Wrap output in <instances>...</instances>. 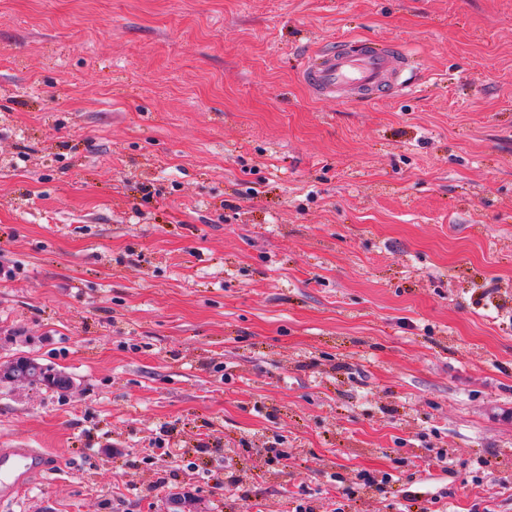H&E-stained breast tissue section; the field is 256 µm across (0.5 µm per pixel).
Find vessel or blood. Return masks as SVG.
Here are the masks:
<instances>
[{
  "label": "vessel or blood",
  "mask_w": 512,
  "mask_h": 512,
  "mask_svg": "<svg viewBox=\"0 0 512 512\" xmlns=\"http://www.w3.org/2000/svg\"><path fill=\"white\" fill-rule=\"evenodd\" d=\"M410 68L411 59L399 45L357 40L311 52L302 80L318 96L374 102L403 91V76ZM34 454L31 448L0 451V470L5 473L0 495L9 496L22 486L20 464Z\"/></svg>",
  "instance_id": "b4317fda"
}]
</instances>
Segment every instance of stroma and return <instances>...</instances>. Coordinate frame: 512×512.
Segmentation results:
<instances>
[{
    "label": "stroma",
    "mask_w": 512,
    "mask_h": 512,
    "mask_svg": "<svg viewBox=\"0 0 512 512\" xmlns=\"http://www.w3.org/2000/svg\"><path fill=\"white\" fill-rule=\"evenodd\" d=\"M0 262V512H512V0H0ZM412 59L399 44L343 42L308 55L302 80L317 96L374 102L406 88ZM43 378L41 382L40 379ZM0 379L6 381L26 382L30 385H44L66 392L71 387V380L61 373H45L44 367L33 358L23 357L0 366ZM34 454L38 455L33 448L1 449L0 470H4L9 474L7 479L0 480L2 498L13 494L18 490L19 486L23 485L26 471H22V469H27V464L20 467L19 463L33 458Z\"/></svg>",
    "instance_id": "1"
}]
</instances>
